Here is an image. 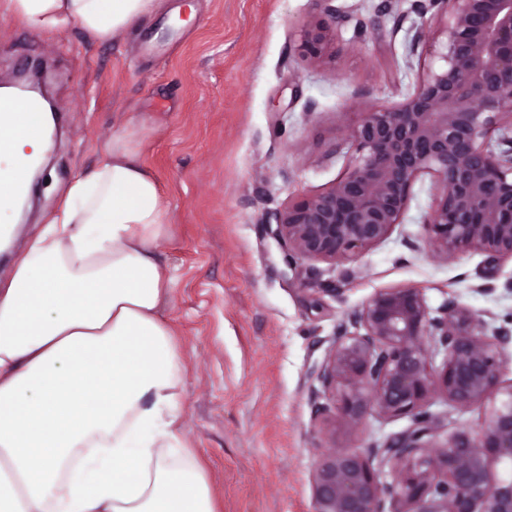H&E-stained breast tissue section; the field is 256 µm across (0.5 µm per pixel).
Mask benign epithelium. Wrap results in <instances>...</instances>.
<instances>
[{"instance_id":"7a95c632","label":"benign epithelium","mask_w":512,"mask_h":512,"mask_svg":"<svg viewBox=\"0 0 512 512\" xmlns=\"http://www.w3.org/2000/svg\"><path fill=\"white\" fill-rule=\"evenodd\" d=\"M430 10L442 22L444 65L428 69L403 102L363 113L336 182L266 221L295 256L359 257L391 233L416 179L431 174L443 186L427 218L437 256L475 249L512 258V0H428L422 14ZM346 19L326 4L325 18L301 30L300 55L336 60V28ZM496 131L507 146L499 152ZM510 345L512 330L488 338L477 313L453 298L430 316L417 287L382 288L348 313L311 371L320 385L313 420L349 435L369 413L413 424L363 453L327 451L312 477L313 512H512V478L492 477L494 465L512 464V384L500 387ZM435 348L444 351L439 367ZM495 392L506 399L477 435L459 431L436 443L433 396L467 409Z\"/></svg>"}]
</instances>
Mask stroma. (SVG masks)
<instances>
[{"label":"stroma","instance_id":"obj_1","mask_svg":"<svg viewBox=\"0 0 512 512\" xmlns=\"http://www.w3.org/2000/svg\"><path fill=\"white\" fill-rule=\"evenodd\" d=\"M420 0H334L349 20L332 65L298 51L323 0H165L119 39L95 44L78 26L45 33L0 16V86L42 68L59 122L46 174L33 185L14 244L22 250L97 147L136 123L139 147L169 205L156 250L173 269L165 317L187 368L181 421L218 512H312L311 480L330 448L361 451L410 418L368 415L355 438L311 416V370L346 314L378 289L416 286L430 311L448 298L478 312L484 333L512 329V258L469 250L440 259L427 216L442 192L430 175L390 235L353 261L290 258L267 230L276 210L329 188L343 172L349 130L371 108L413 93L442 64L445 38L411 50ZM193 5L182 26L170 10ZM443 432L477 434L484 406L428 407Z\"/></svg>","mask_w":512,"mask_h":512}]
</instances>
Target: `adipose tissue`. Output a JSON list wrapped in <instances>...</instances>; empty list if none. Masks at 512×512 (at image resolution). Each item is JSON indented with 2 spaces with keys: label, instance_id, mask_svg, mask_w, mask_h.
<instances>
[{
  "label": "adipose tissue",
  "instance_id": "adipose-tissue-1",
  "mask_svg": "<svg viewBox=\"0 0 512 512\" xmlns=\"http://www.w3.org/2000/svg\"><path fill=\"white\" fill-rule=\"evenodd\" d=\"M162 0H0L44 32L108 43ZM127 128L65 186L0 283V512H217L180 416L185 366L154 246L169 207ZM45 140L0 150L33 179Z\"/></svg>",
  "mask_w": 512,
  "mask_h": 512
}]
</instances>
